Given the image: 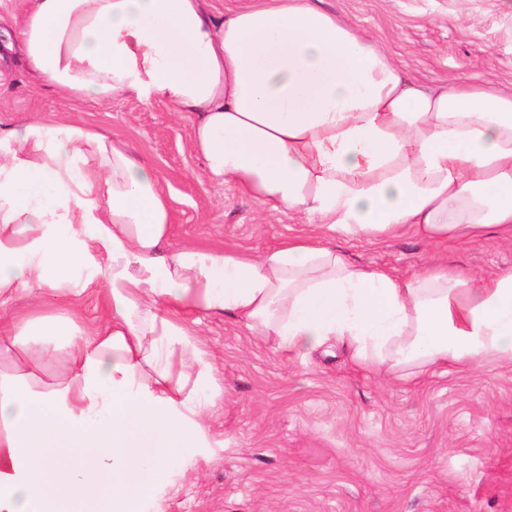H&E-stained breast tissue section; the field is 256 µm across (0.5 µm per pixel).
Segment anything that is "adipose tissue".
Returning a JSON list of instances; mask_svg holds the SVG:
<instances>
[{
  "mask_svg": "<svg viewBox=\"0 0 512 512\" xmlns=\"http://www.w3.org/2000/svg\"><path fill=\"white\" fill-rule=\"evenodd\" d=\"M17 41L48 89L192 114L211 179L328 231H512V96L420 86L320 0L227 16L206 0H29ZM171 224L154 168L107 134L0 128V299L36 287L103 307L89 329L37 307L6 329L22 352L57 337L70 366L47 391L34 372L0 374V512H142L201 429L181 380L211 372L190 337L209 317L295 355L335 339L384 374L512 362L510 269L398 277L318 237L201 251L172 246Z\"/></svg>",
  "mask_w": 512,
  "mask_h": 512,
  "instance_id": "1",
  "label": "adipose tissue"
}]
</instances>
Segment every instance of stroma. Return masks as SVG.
Segmentation results:
<instances>
[{"mask_svg": "<svg viewBox=\"0 0 512 512\" xmlns=\"http://www.w3.org/2000/svg\"><path fill=\"white\" fill-rule=\"evenodd\" d=\"M375 38L428 86L459 78L512 93V0H324ZM24 0H0V127L57 119L110 134L156 170L171 198L172 243L255 255L316 233L232 183L204 173L193 119L161 103L120 96L78 101L25 74L7 34ZM350 262L407 276L433 261L475 275L512 267V237L430 243L411 228L381 238L329 233ZM67 307L63 294L31 288L0 302V324L32 304ZM198 348L223 398L186 379L204 405L202 433L162 477L143 512H512V364L487 358L395 379L354 365L337 341L292 356L221 317L200 328ZM36 367L44 383L69 370L65 354L21 353L0 343V372Z\"/></svg>", "mask_w": 512, "mask_h": 512, "instance_id": "35a3bbf8", "label": "stroma"}]
</instances>
